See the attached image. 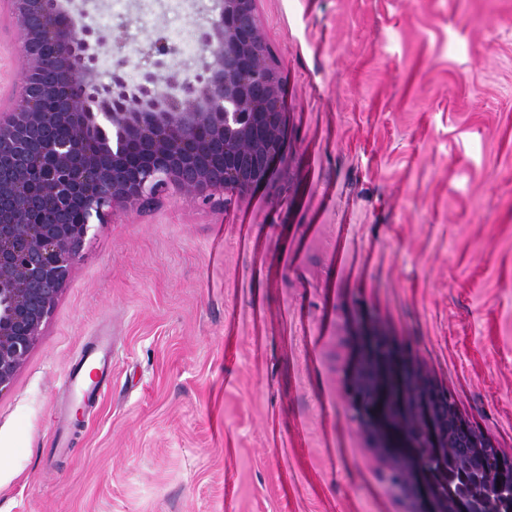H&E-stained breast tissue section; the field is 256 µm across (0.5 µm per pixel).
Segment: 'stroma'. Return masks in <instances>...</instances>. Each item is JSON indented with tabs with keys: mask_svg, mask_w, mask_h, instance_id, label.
<instances>
[{
	"mask_svg": "<svg viewBox=\"0 0 512 512\" xmlns=\"http://www.w3.org/2000/svg\"><path fill=\"white\" fill-rule=\"evenodd\" d=\"M210 0H90L123 55L191 62ZM288 162L231 204L178 198L98 226L0 391V512H446L454 420L512 470V0H258ZM0 5V102L19 94ZM410 377L367 447L345 336ZM82 428L64 372L101 339Z\"/></svg>",
	"mask_w": 512,
	"mask_h": 512,
	"instance_id": "1",
	"label": "stroma"
}]
</instances>
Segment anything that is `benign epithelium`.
Segmentation results:
<instances>
[{"mask_svg":"<svg viewBox=\"0 0 512 512\" xmlns=\"http://www.w3.org/2000/svg\"><path fill=\"white\" fill-rule=\"evenodd\" d=\"M22 92L0 109V391L42 336L89 232L164 195L222 207L288 161L283 76L257 0H214L197 30L201 64L138 71L129 56L98 78L105 39L77 0H6ZM377 336L350 337L355 396L369 398ZM508 472L452 431L448 497L464 512H512Z\"/></svg>","mask_w":512,"mask_h":512,"instance_id":"7a95c632","label":"benign epithelium"}]
</instances>
